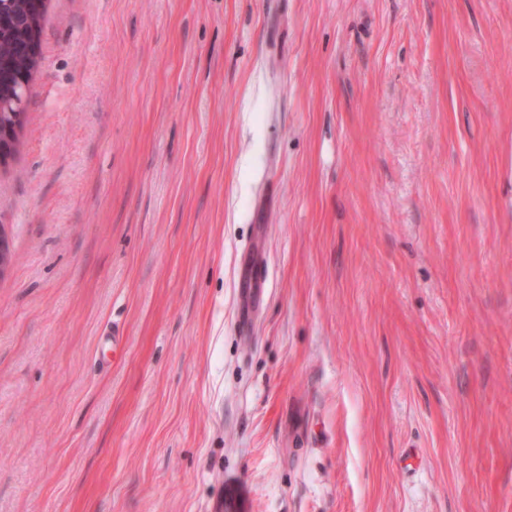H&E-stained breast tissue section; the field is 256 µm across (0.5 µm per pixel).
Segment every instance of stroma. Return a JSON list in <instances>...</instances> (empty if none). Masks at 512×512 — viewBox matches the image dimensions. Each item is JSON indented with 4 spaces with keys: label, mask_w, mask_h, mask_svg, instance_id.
<instances>
[{
    "label": "stroma",
    "mask_w": 512,
    "mask_h": 512,
    "mask_svg": "<svg viewBox=\"0 0 512 512\" xmlns=\"http://www.w3.org/2000/svg\"><path fill=\"white\" fill-rule=\"evenodd\" d=\"M0 224V512H512V0H49Z\"/></svg>",
    "instance_id": "1"
}]
</instances>
